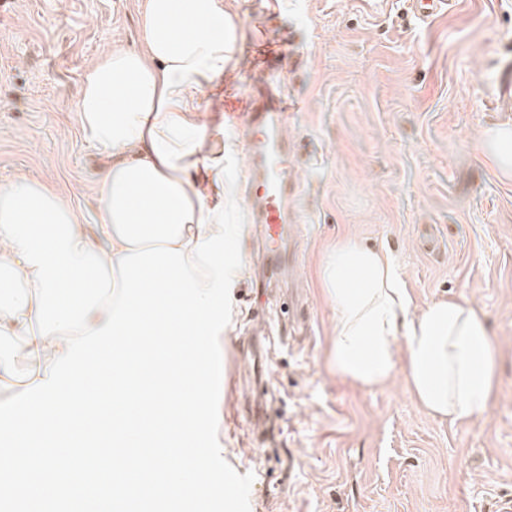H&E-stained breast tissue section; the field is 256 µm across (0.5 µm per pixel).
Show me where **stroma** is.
<instances>
[{
    "label": "stroma",
    "mask_w": 512,
    "mask_h": 512,
    "mask_svg": "<svg viewBox=\"0 0 512 512\" xmlns=\"http://www.w3.org/2000/svg\"><path fill=\"white\" fill-rule=\"evenodd\" d=\"M144 0H0V183L50 181L95 231V183L108 157L86 141L74 103L85 68L138 42ZM236 78L215 122L246 165L241 108L265 80L263 46L282 51L284 93L300 108L284 129L299 185L302 264L288 279L310 305L305 336L283 335L265 369V445L237 413L250 376L240 338L258 311L279 317L243 267L220 338L225 460L253 473L250 512H496L512 497V174L485 132L512 126L499 80L512 57V0H451L416 17L411 0H236ZM440 247L427 252L428 237ZM355 239L396 258L412 313L464 298L499 342L488 410L429 415L403 370L365 386L330 365L334 311L320 266Z\"/></svg>",
    "instance_id": "obj_1"
}]
</instances>
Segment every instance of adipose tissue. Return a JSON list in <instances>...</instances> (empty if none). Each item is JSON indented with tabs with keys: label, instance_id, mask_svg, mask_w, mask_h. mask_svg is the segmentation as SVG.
I'll return each instance as SVG.
<instances>
[{
	"label": "adipose tissue",
	"instance_id": "ef3b65f1",
	"mask_svg": "<svg viewBox=\"0 0 512 512\" xmlns=\"http://www.w3.org/2000/svg\"><path fill=\"white\" fill-rule=\"evenodd\" d=\"M236 44L228 0H145L138 49L106 50L87 67L75 110L112 163L96 184L97 235L86 234L81 212L69 216L76 247L104 257L111 276L119 256L188 252L216 233L224 140L208 111L224 98ZM17 252L0 229V344L17 338L29 353L62 354L66 342L34 328V269ZM320 276L336 313L337 373L375 386L400 367L430 415L455 422L487 411L497 347L470 302L440 300L413 314L396 260L353 241L328 255Z\"/></svg>",
	"mask_w": 512,
	"mask_h": 512
}]
</instances>
